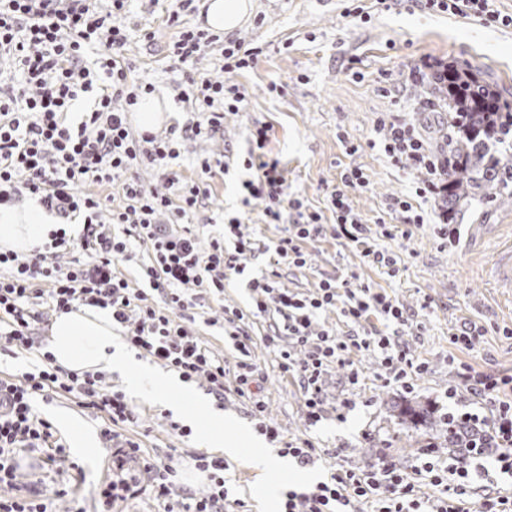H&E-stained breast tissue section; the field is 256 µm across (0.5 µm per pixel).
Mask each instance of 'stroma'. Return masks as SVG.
I'll return each mask as SVG.
<instances>
[{
  "instance_id": "1",
  "label": "stroma",
  "mask_w": 512,
  "mask_h": 512,
  "mask_svg": "<svg viewBox=\"0 0 512 512\" xmlns=\"http://www.w3.org/2000/svg\"><path fill=\"white\" fill-rule=\"evenodd\" d=\"M205 0L186 9L180 0H133L135 21L153 27L156 37L147 43L132 37L126 55L135 64L134 77L153 82L158 94L170 102L168 126L181 127L195 114L177 99L178 72L169 61L168 45L173 31L166 25L171 11H180L190 26L204 23ZM254 22L235 31V39L270 43L271 49L259 65L239 75L238 81L250 93L247 111L228 116L223 135L203 141L183 139L178 144V162L185 178L197 176L198 156L210 157L212 174L209 196L198 206L195 230L201 239L221 231L225 216L245 211L249 221L241 225L243 235L266 246L285 235L282 224L264 223L258 205H245L241 166L248 149L249 130L256 121L270 125L266 151L278 159L291 189L307 208L323 211L324 230L312 241L303 242L308 255L304 267H281L278 287L306 293L324 278L354 277L355 287H369L385 293L406 309L410 323L401 327L399 339L415 361L426 363L425 371L409 378L411 393L447 411L444 398L449 387H457L461 406L477 409L480 398L470 389L472 376L512 374V279L498 272L499 260L512 252V202L494 203L466 214L452 239H445L439 224L398 225L384 235L378 223L385 201L393 195L411 192L406 174L392 167L379 149L370 148L377 118L384 112L404 114L417 108L414 96L398 101L379 90L381 73H398L424 60H456L472 66L482 77L512 93V27H487L473 19L430 16L402 6L374 16L367 25L343 17L341 0H254ZM357 60L361 78L346 69ZM274 83L288 86L286 95L271 92ZM359 150L349 155L345 142ZM348 166L362 169L369 181L367 191L351 194L350 203L371 230L379 248L397 260L399 271L388 276L370 265L359 248L337 239L334 219L327 214V196ZM250 292L241 277L232 275L220 294L201 293L187 311L183 325L205 347L222 357L227 375L224 397L214 406L235 415L224 426L225 440L237 439V423L254 426L250 403L235 392L233 376L239 359L232 340L224 334V318L231 311L245 312L243 329L252 338L251 356L260 379L266 406V420L279 432L276 447L310 442L325 450L336 467L362 469L385 457L401 468L419 463L424 449L435 458L447 460L445 434L426 427L399 429L388 411L390 399L403 390L385 383L377 356L356 350L352 369L362 379L351 384L350 369L332 366L323 377L324 418L317 425L306 420L304 391L299 380L284 375L280 353L288 347V336H275L282 323L276 306L253 317ZM468 327L477 338L472 347L451 342L452 333ZM106 386L125 392L137 424L119 426V434L136 439L144 454L168 463L175 476L166 500L144 493L116 503L112 512H180L188 496H202L208 480L197 467L203 449L193 437L174 430L170 411L151 396L127 391L119 374L103 375ZM40 417L54 419L65 412L79 418L94 432L106 421L95 410L78 404L75 395L60 392L38 401ZM56 439L65 447L63 456L47 461L43 452L20 451L17 484L36 490L49 502L53 512H95L97 487L112 469V450L99 445L93 460H85L71 445L64 430ZM227 474L229 496L241 500L247 512H261L256 493V473L243 456L230 458Z\"/></svg>"
}]
</instances>
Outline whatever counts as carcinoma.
Instances as JSON below:
<instances>
[{
  "label": "carcinoma",
  "instance_id": "cac0c4a2",
  "mask_svg": "<svg viewBox=\"0 0 512 512\" xmlns=\"http://www.w3.org/2000/svg\"><path fill=\"white\" fill-rule=\"evenodd\" d=\"M448 223L479 205L512 198V99L481 79L466 63L448 61ZM396 424L419 422L446 433L448 453L464 438L448 414L416 402L393 411Z\"/></svg>",
  "mask_w": 512,
  "mask_h": 512
}]
</instances>
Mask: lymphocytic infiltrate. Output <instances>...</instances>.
<instances>
[{"label": "lymphocytic infiltrate", "mask_w": 512, "mask_h": 512, "mask_svg": "<svg viewBox=\"0 0 512 512\" xmlns=\"http://www.w3.org/2000/svg\"><path fill=\"white\" fill-rule=\"evenodd\" d=\"M128 2L0 0V55L10 60L9 73L0 75V201L25 191L38 196L41 205L62 219L84 218L76 243L82 256L70 265L46 263L39 251L27 261L13 252H0V267L11 270L10 276L0 279V351L32 348L31 323L37 317L31 309L33 300L45 299L54 312H69L82 305L107 308L113 324L124 328L131 349L173 368L184 380L206 375L212 392L220 397L224 394L223 359L204 347L172 313L194 307L195 300L186 295V287L223 291L228 274L242 273L240 259L254 252L255 242L237 236L240 220L235 217L227 226L236 236L233 248H226L219 235L211 238L207 249H200L199 237L188 223L209 194L205 180L211 171L209 160L199 163L200 179H182L169 167L170 160L178 156L175 134L137 137L131 133L128 110L140 95L153 93L154 87L129 79L131 67L122 56L129 38L125 22ZM412 2L428 14L474 18L487 26H512V14L502 13L496 0ZM167 25L175 31L169 57L183 78L181 97L199 114L185 131L194 137H215L224 130L226 115L246 110L247 93L235 78L241 71L255 68L264 49L225 39L220 74L210 77L201 74L197 64L218 41L216 36L185 25L176 11L169 14ZM86 99L90 108L79 122H69L68 112ZM269 136L267 124H254L242 160L243 168L253 176L243 181L242 187L261 205L265 223L287 224L288 233L269 257V272L248 282L252 313H266L268 295H276L284 335L304 350L299 359L293 352H282L280 368L300 379L306 418L314 424L322 418L321 377L328 366L350 368L351 383H358L360 374L350 367L353 350L377 354L387 381L402 386L409 372L424 371L425 366L408 358L395 335L365 331L374 314L389 325H408L404 307L385 294L331 278L321 280L307 294L276 291L280 266L306 265L302 244L319 235L323 215L304 207L291 192L278 160L268 159ZM370 144L412 177V197L393 196L386 202L391 220L424 223L423 213L414 209L411 200L418 197L438 202L447 197V148H432L421 125L384 117L377 120ZM142 167L156 170L165 190L146 185L136 174ZM93 184L119 187L124 206L107 207L90 193ZM368 185L360 168L341 173L339 186L330 194L336 236L355 244L373 263L390 268L393 260L372 243L350 204V193L365 191ZM163 213L182 225V232L163 228L158 220ZM108 224L123 225L122 235L106 233ZM134 241L153 247L154 261L144 269L143 278L148 290L162 295L163 305L148 303L146 290L130 287L115 271ZM333 309L350 323V330L344 334L330 327L314 330L316 319ZM229 337L240 354L235 391L260 417V434L277 440V429L263 420L265 402L250 360L252 339L239 327L233 328ZM477 384L494 409L492 431L471 440L466 453L445 461L426 459L411 472L384 458L364 469H342L313 490L288 492L282 512H356V502L363 499L373 501L374 512H469L464 497L488 469L512 477V376L483 377ZM61 390L75 394L82 406L107 415L111 426L102 432L105 440H113V425L133 420L123 395L104 388L94 375L62 370L55 366L51 353H44L37 372L15 380L0 379V486H14L18 451L51 447L56 454H63L51 423L33 413L36 397ZM139 451V443L131 439L117 449L109 480L96 490L99 512H112L115 503L149 489L158 498L167 497L172 467L146 458L140 459V469H132L130 463L139 459ZM198 468L207 474L209 491L190 497L183 512H224L223 459L201 461ZM143 470L156 474L153 485L142 483L139 473ZM424 480L439 491L438 502L423 495L420 483Z\"/></svg>", "instance_id": "obj_1"}]
</instances>
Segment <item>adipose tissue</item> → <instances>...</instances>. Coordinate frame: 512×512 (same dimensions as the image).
<instances>
[{"mask_svg":"<svg viewBox=\"0 0 512 512\" xmlns=\"http://www.w3.org/2000/svg\"><path fill=\"white\" fill-rule=\"evenodd\" d=\"M251 0H208L206 25L215 32H232L251 15ZM56 217L37 198L0 205V251L30 255L50 240ZM49 350L57 365L77 372H112L125 375L134 391L152 389L172 400L173 410L195 425L203 447L230 456H246L257 474V494L262 508H270L278 496L287 462L276 469L267 466L268 450L262 439L245 437L225 441L224 415L210 408L207 400L185 389L175 378L138 362L128 352L122 336L112 327L110 310L82 306L54 315L49 330Z\"/></svg>","mask_w":512,"mask_h":512,"instance_id":"obj_1","label":"adipose tissue"}]
</instances>
